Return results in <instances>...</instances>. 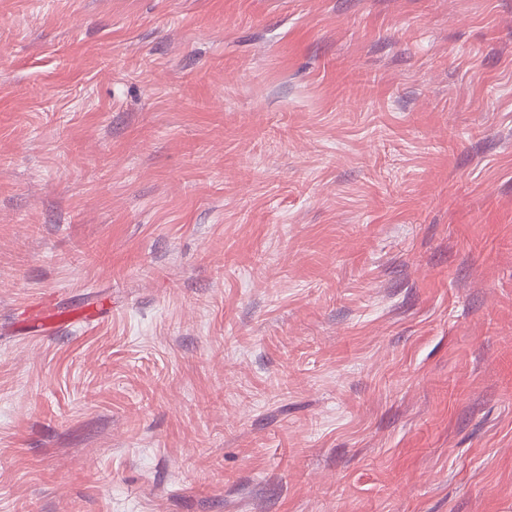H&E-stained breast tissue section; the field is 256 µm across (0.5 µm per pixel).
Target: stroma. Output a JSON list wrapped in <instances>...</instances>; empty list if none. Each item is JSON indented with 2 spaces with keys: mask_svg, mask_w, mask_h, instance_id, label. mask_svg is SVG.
<instances>
[{
  "mask_svg": "<svg viewBox=\"0 0 512 512\" xmlns=\"http://www.w3.org/2000/svg\"><path fill=\"white\" fill-rule=\"evenodd\" d=\"M0 512H512V0H0Z\"/></svg>",
  "mask_w": 512,
  "mask_h": 512,
  "instance_id": "obj_1",
  "label": "stroma"
}]
</instances>
